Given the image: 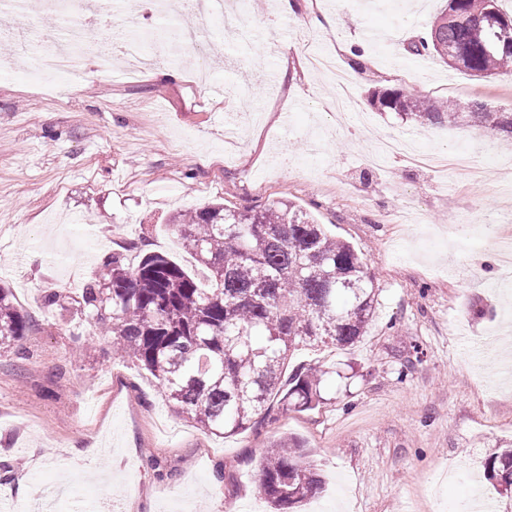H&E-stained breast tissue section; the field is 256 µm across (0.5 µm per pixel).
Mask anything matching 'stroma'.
Here are the masks:
<instances>
[{
	"label": "stroma",
	"mask_w": 512,
	"mask_h": 512,
	"mask_svg": "<svg viewBox=\"0 0 512 512\" xmlns=\"http://www.w3.org/2000/svg\"><path fill=\"white\" fill-rule=\"evenodd\" d=\"M217 0L197 19L214 87L183 60L137 77L102 72L72 89L0 76V280L37 328L0 350V506L67 495L51 512H267L253 473L271 442L297 438L325 488L307 512H445L470 498L484 458L512 448V287L491 227L512 214L494 177L466 180L398 159L421 152L512 156L479 126L415 127L370 105L372 87L482 101L512 112V73L478 79L409 56L443 0ZM286 198L349 242L380 287L367 333L306 347L292 365L335 368L316 409L221 437L178 413L148 373L80 316L45 305L84 287L115 251L169 256L208 283L170 223L221 202ZM417 229L386 223L401 208ZM40 254L41 265L29 262Z\"/></svg>",
	"instance_id": "stroma-1"
}]
</instances>
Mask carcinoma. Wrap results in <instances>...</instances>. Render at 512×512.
<instances>
[{
    "mask_svg": "<svg viewBox=\"0 0 512 512\" xmlns=\"http://www.w3.org/2000/svg\"><path fill=\"white\" fill-rule=\"evenodd\" d=\"M499 2L447 0L409 55L446 64L451 51L452 68L473 77L511 72L512 32L504 35L502 23L512 24V14ZM371 101L417 125L468 119L512 134L511 112H488L478 101L462 105L414 89L375 90ZM173 226L213 287H200L164 255L145 254L131 267L115 252L71 299L76 313L103 326L116 353L148 371L179 412L211 433H243L275 407L316 408L331 371L315 364L289 372L288 360L303 346H351L365 335L379 291L367 264L283 198L260 209L208 204L174 217ZM35 326L0 284V347ZM483 468L495 492L512 499V448L488 455ZM255 484L272 512H297L324 488L303 445L288 436L269 447Z\"/></svg>",
    "mask_w": 512,
    "mask_h": 512,
    "instance_id": "cac0c4a2",
    "label": "carcinoma"
}]
</instances>
